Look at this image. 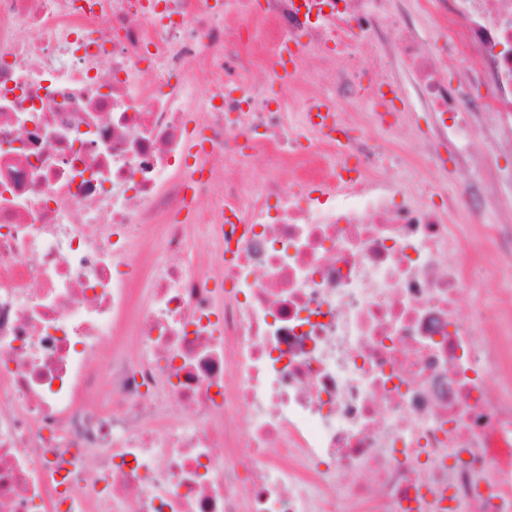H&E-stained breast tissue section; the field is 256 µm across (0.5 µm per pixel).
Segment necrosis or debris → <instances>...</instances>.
<instances>
[{
	"label": "necrosis or debris",
	"instance_id": "necrosis-or-debris-1",
	"mask_svg": "<svg viewBox=\"0 0 512 512\" xmlns=\"http://www.w3.org/2000/svg\"><path fill=\"white\" fill-rule=\"evenodd\" d=\"M295 2L261 7L313 66L275 102L227 0H0V512H512V289L474 273L512 225L448 220L512 171L431 178L512 153V0H416L435 50ZM395 81L400 84L404 92V98L409 102V107L406 109V123L396 134L395 139L397 144L407 152L414 153L417 147L424 142L422 133L426 131L433 117L425 111L418 100L412 83L407 76L399 72L396 74Z\"/></svg>",
	"mask_w": 512,
	"mask_h": 512
}]
</instances>
